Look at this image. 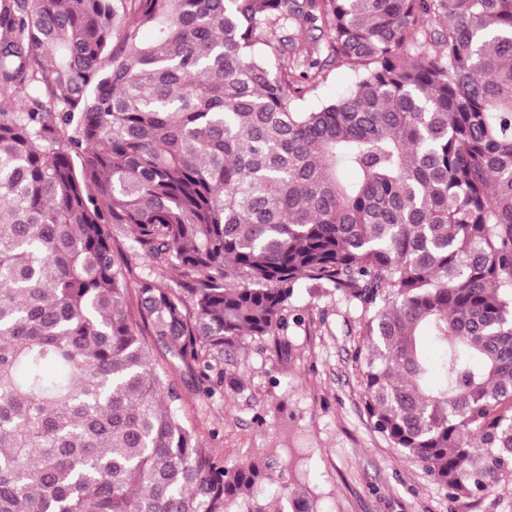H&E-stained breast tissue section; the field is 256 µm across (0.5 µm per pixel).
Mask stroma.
<instances>
[{
	"label": "stroma",
	"mask_w": 512,
	"mask_h": 512,
	"mask_svg": "<svg viewBox=\"0 0 512 512\" xmlns=\"http://www.w3.org/2000/svg\"><path fill=\"white\" fill-rule=\"evenodd\" d=\"M352 67L327 58L305 93L314 107L346 92ZM288 333L224 356V384L207 396L178 360L150 352L174 382L206 448L231 466L267 450L292 456L291 482L319 512H512V483L452 496L376 432L364 410L360 306L331 288L295 290Z\"/></svg>",
	"instance_id": "35a3bbf8"
}]
</instances>
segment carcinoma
Wrapping results in <instances>:
<instances>
[{"label":"carcinoma","instance_id":"1","mask_svg":"<svg viewBox=\"0 0 512 512\" xmlns=\"http://www.w3.org/2000/svg\"><path fill=\"white\" fill-rule=\"evenodd\" d=\"M290 20L328 30L346 94L299 105L318 61ZM5 91L0 512H271L269 485L318 512L185 422L114 224L206 393L332 287L372 313L374 428L456 494L512 478V0H0Z\"/></svg>","mask_w":512,"mask_h":512}]
</instances>
